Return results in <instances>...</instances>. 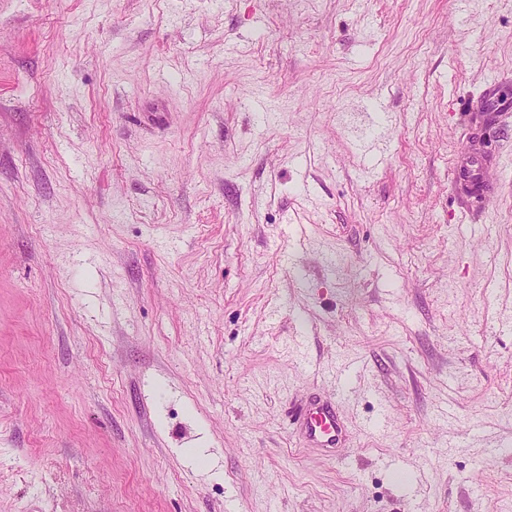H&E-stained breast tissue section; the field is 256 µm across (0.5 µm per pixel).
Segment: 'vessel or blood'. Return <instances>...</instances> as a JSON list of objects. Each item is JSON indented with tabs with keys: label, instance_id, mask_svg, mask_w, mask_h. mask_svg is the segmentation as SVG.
Segmentation results:
<instances>
[{
	"label": "vessel or blood",
	"instance_id": "vessel-or-blood-1",
	"mask_svg": "<svg viewBox=\"0 0 512 512\" xmlns=\"http://www.w3.org/2000/svg\"><path fill=\"white\" fill-rule=\"evenodd\" d=\"M472 111L483 113L489 121H499L512 111V101L487 93L473 100ZM486 160L482 155L467 153L452 169V189L466 204L490 200L496 193L485 172ZM305 442L320 448H337L347 436L346 426L334 401L314 400L297 406L291 411Z\"/></svg>",
	"mask_w": 512,
	"mask_h": 512
}]
</instances>
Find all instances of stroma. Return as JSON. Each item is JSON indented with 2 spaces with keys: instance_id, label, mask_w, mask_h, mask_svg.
<instances>
[{
  "instance_id": "35a3bbf8",
  "label": "stroma",
  "mask_w": 512,
  "mask_h": 512,
  "mask_svg": "<svg viewBox=\"0 0 512 512\" xmlns=\"http://www.w3.org/2000/svg\"><path fill=\"white\" fill-rule=\"evenodd\" d=\"M458 8L0 0V512H512V0ZM470 108L475 112H482L491 122L499 121L507 112H511L510 100L501 99L491 92L479 96L470 103ZM464 153L452 169V189L461 197L464 203L472 205L490 200L496 189L486 178V160L477 153ZM290 417L299 426L304 441L318 448H339L346 439V426L332 400H313L297 406Z\"/></svg>"
}]
</instances>
